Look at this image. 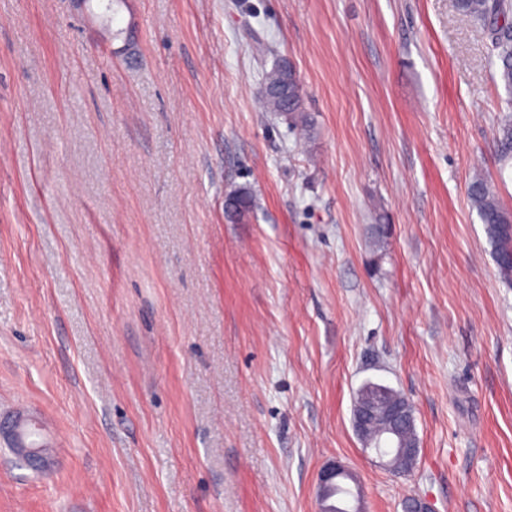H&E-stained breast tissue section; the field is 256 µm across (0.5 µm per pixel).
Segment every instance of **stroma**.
Masks as SVG:
<instances>
[{
	"mask_svg": "<svg viewBox=\"0 0 512 512\" xmlns=\"http://www.w3.org/2000/svg\"><path fill=\"white\" fill-rule=\"evenodd\" d=\"M0 0V512H512V284L466 189L506 93L454 0ZM288 57L314 122L260 111ZM249 188L253 211L224 212ZM390 232L374 248L370 227ZM413 406L396 476L352 428ZM388 390L385 386L375 384L364 387L362 398L357 407L356 416L359 417V429H366L372 421L383 416L378 412L380 404L388 398ZM32 426L37 427L35 423H30L24 427L16 424L11 429L4 431V427L0 423V436L6 434L11 439L16 456L26 467L45 472L48 470L50 462L46 456L43 443L37 444L35 441L24 439L25 433ZM345 480L356 483V479L344 467L336 462L328 463L318 477L317 499L320 512H333L330 505H327L331 492L337 485L345 484Z\"/></svg>",
	"mask_w": 512,
	"mask_h": 512,
	"instance_id": "35a3bbf8",
	"label": "stroma"
}]
</instances>
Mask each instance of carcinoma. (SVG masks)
<instances>
[{
    "mask_svg": "<svg viewBox=\"0 0 512 512\" xmlns=\"http://www.w3.org/2000/svg\"><path fill=\"white\" fill-rule=\"evenodd\" d=\"M462 15L483 24L490 37V63L494 75L509 95L512 106V0H456ZM258 101L266 112L282 114L289 124L309 134L312 120L305 111L301 81L286 61H278L263 73ZM497 153L512 158V119L505 118L496 137ZM467 196L476 211L498 269L499 276L512 282V212L506 209L486 177L475 175L468 184ZM255 206L247 188H238L226 195L224 209L231 216L243 217Z\"/></svg>",
    "mask_w": 512,
    "mask_h": 512,
    "instance_id": "carcinoma-1",
    "label": "carcinoma"
}]
</instances>
